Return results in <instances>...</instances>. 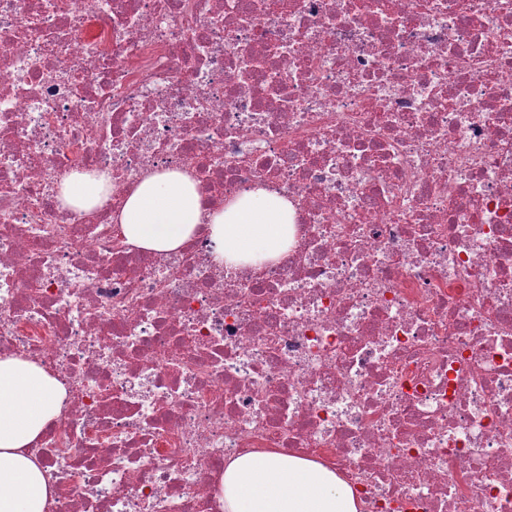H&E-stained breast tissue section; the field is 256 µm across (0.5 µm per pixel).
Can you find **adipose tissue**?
Listing matches in <instances>:
<instances>
[{
    "mask_svg": "<svg viewBox=\"0 0 512 512\" xmlns=\"http://www.w3.org/2000/svg\"><path fill=\"white\" fill-rule=\"evenodd\" d=\"M108 177L73 172L60 182L61 206L89 212L110 199ZM287 200L263 188L228 205L206 209L193 178L182 170L145 174L121 201L118 221L134 248L176 251L199 225L210 231L217 263L259 262L288 248ZM65 385L37 362L0 357V512H48L56 487L30 448L58 422ZM224 512H359L348 480L321 463L273 449L224 465Z\"/></svg>",
    "mask_w": 512,
    "mask_h": 512,
    "instance_id": "1",
    "label": "adipose tissue"
}]
</instances>
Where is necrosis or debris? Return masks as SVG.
<instances>
[{"label": "necrosis or debris", "mask_w": 512, "mask_h": 512, "mask_svg": "<svg viewBox=\"0 0 512 512\" xmlns=\"http://www.w3.org/2000/svg\"><path fill=\"white\" fill-rule=\"evenodd\" d=\"M169 169L288 199L287 251L120 241ZM2 354L68 390L50 512H222L262 448L362 512H512V0H0ZM110 178L95 172H73L60 182L57 199L63 208L89 212L110 200Z\"/></svg>", "instance_id": "4bbe7bcc"}]
</instances>
